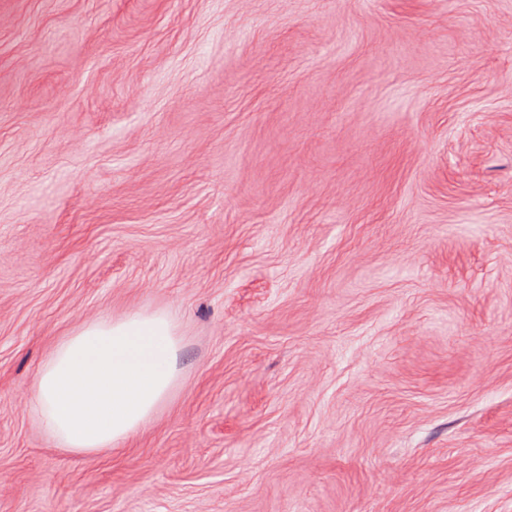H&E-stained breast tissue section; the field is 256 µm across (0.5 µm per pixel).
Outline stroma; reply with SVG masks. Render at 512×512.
<instances>
[{"mask_svg":"<svg viewBox=\"0 0 512 512\" xmlns=\"http://www.w3.org/2000/svg\"><path fill=\"white\" fill-rule=\"evenodd\" d=\"M138 309L180 385L73 456ZM0 512H512V0H0ZM182 341L165 311L99 317L62 336L32 386L46 433L79 457L123 448L177 386Z\"/></svg>","mask_w":512,"mask_h":512,"instance_id":"obj_1","label":"stroma"}]
</instances>
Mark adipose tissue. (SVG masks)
I'll return each instance as SVG.
<instances>
[{
	"instance_id": "ef3b65f1",
	"label": "adipose tissue",
	"mask_w": 512,
	"mask_h": 512,
	"mask_svg": "<svg viewBox=\"0 0 512 512\" xmlns=\"http://www.w3.org/2000/svg\"><path fill=\"white\" fill-rule=\"evenodd\" d=\"M182 338L164 311L100 317L61 337L32 386L46 433L79 457L123 447L168 401Z\"/></svg>"
}]
</instances>
